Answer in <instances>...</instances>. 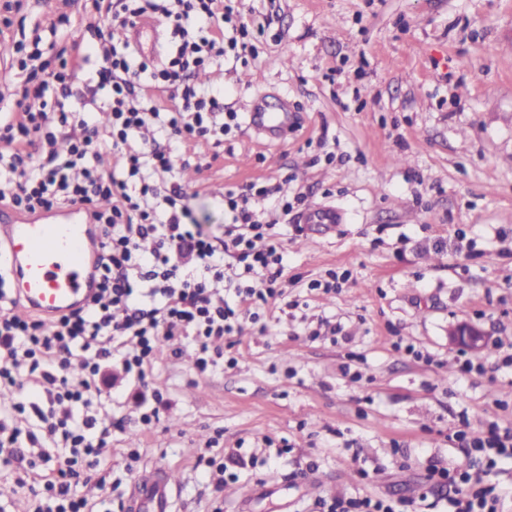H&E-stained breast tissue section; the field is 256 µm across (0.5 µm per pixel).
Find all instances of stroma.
Returning a JSON list of instances; mask_svg holds the SVG:
<instances>
[{
  "label": "stroma",
  "instance_id": "1",
  "mask_svg": "<svg viewBox=\"0 0 512 512\" xmlns=\"http://www.w3.org/2000/svg\"><path fill=\"white\" fill-rule=\"evenodd\" d=\"M59 0H27L0 35V84L18 82L11 47ZM254 57L197 75L243 111L287 95L297 122L268 141L245 129L193 143L176 183L191 220L224 236V195L282 186L274 215L282 295L265 325L231 336L235 367L192 368L190 343L162 345L147 374L158 417L138 422L113 393L99 425L91 512H124L133 480L166 466L179 512H323L371 497L404 512H451L430 465L461 467L465 430H512V0H234ZM333 207L340 224H307ZM349 271L342 288L310 284ZM481 329L482 352L448 342ZM413 345L415 354L396 349ZM483 374L464 373L465 361ZM137 459H130V452ZM222 459L223 492L208 458Z\"/></svg>",
  "mask_w": 512,
  "mask_h": 512
}]
</instances>
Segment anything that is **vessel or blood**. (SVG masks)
Wrapping results in <instances>:
<instances>
[{"label": "vessel or blood", "instance_id": "b4317fda", "mask_svg": "<svg viewBox=\"0 0 512 512\" xmlns=\"http://www.w3.org/2000/svg\"><path fill=\"white\" fill-rule=\"evenodd\" d=\"M250 127L278 138L292 123L289 108L271 116L256 99L247 102ZM98 239L82 206L52 215H24L0 206V246L16 285L18 312L56 317L85 304L97 286L94 258ZM178 486L167 467L154 465L131 484L125 512H173Z\"/></svg>", "mask_w": 512, "mask_h": 512}]
</instances>
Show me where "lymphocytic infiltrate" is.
<instances>
[{
	"mask_svg": "<svg viewBox=\"0 0 512 512\" xmlns=\"http://www.w3.org/2000/svg\"><path fill=\"white\" fill-rule=\"evenodd\" d=\"M84 8L104 21L97 42H84L67 11H59L35 24L32 49L20 62L23 81L0 91L6 105L0 203L29 214L83 205L100 237L98 285L83 307L22 321L8 314L0 289V386L15 392L0 405V464L16 462L25 445L43 440L64 451L55 474L42 476L32 512H86L73 487L90 480L99 465V400L117 381L144 382L160 342L192 339L200 374L221 358L236 365L224 354L225 337L261 321L284 271L272 224L259 220L250 204L271 199L281 214L292 209L287 196L267 186L227 192L224 237L216 240L187 223L181 186L165 191L158 182L175 174L182 147L206 136L223 139L240 127L237 113L223 111L217 97L190 80L226 56L253 53L249 27L234 19L231 6L224 0H85ZM145 16L161 17L175 40L158 65L143 60L127 39ZM47 35L59 59L55 68L41 47ZM91 64L98 68L96 90L107 94L104 126L72 104L68 92ZM160 86L174 89L178 107L150 97ZM105 151L121 156V169L99 167ZM149 237L156 247L147 255L140 242ZM259 240L266 248L256 249ZM75 358L84 374L73 381L68 372ZM33 392L46 408H34ZM33 415L38 423L31 430ZM453 438L475 448L476 457L464 470L430 466V479L456 487L452 512H501L494 468L499 459H512V434L474 441L459 430Z\"/></svg>",
	"mask_w": 512,
	"mask_h": 512,
	"instance_id": "1",
	"label": "lymphocytic infiltrate"
}]
</instances>
